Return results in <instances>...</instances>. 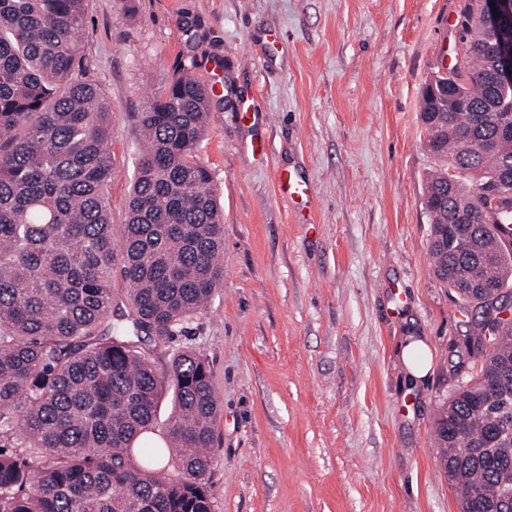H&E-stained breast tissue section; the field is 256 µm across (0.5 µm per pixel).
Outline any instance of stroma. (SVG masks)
Returning <instances> with one entry per match:
<instances>
[{
	"instance_id": "35a3bbf8",
	"label": "stroma",
	"mask_w": 512,
	"mask_h": 512,
	"mask_svg": "<svg viewBox=\"0 0 512 512\" xmlns=\"http://www.w3.org/2000/svg\"><path fill=\"white\" fill-rule=\"evenodd\" d=\"M459 4L88 0L114 227L149 97L178 60L221 67L198 156L224 208V283L175 341L207 358L223 403L213 512H458L434 422L478 366L459 352L471 314L431 265L418 100L457 40ZM281 169L313 206L278 192ZM409 336L429 347L418 381L400 356Z\"/></svg>"
}]
</instances>
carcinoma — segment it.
<instances>
[{
  "mask_svg": "<svg viewBox=\"0 0 512 512\" xmlns=\"http://www.w3.org/2000/svg\"><path fill=\"white\" fill-rule=\"evenodd\" d=\"M87 0H0V512H213L221 401L190 346L157 366L224 280V210L197 152L210 94L177 65L139 116L143 143L113 244L112 109L87 79ZM455 63L422 92L435 162L424 206L436 276L478 305L476 377L438 410L439 459L460 512H512V83L483 0H464ZM465 223H458V216ZM121 265L125 310L112 289ZM170 402L161 439L158 408Z\"/></svg>",
  "mask_w": 512,
  "mask_h": 512,
  "instance_id": "obj_1",
  "label": "carcinoma"
}]
</instances>
